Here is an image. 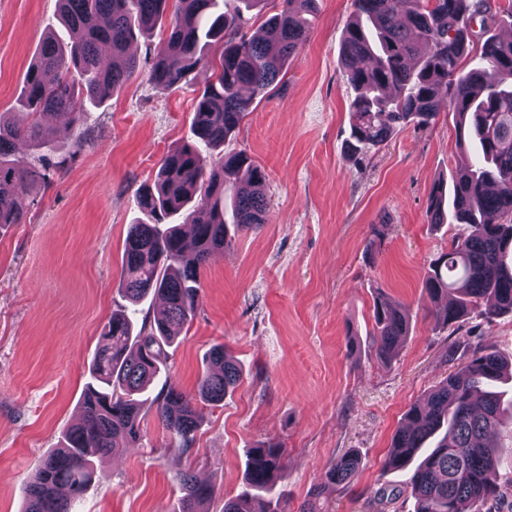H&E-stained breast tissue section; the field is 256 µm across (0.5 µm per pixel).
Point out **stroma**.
<instances>
[{
  "mask_svg": "<svg viewBox=\"0 0 512 512\" xmlns=\"http://www.w3.org/2000/svg\"><path fill=\"white\" fill-rule=\"evenodd\" d=\"M353 12V0H317L309 41L224 145L264 170L267 221L204 267L202 303L179 330L169 376L195 390L207 352L222 344L241 365L240 386L200 406L187 452L170 447L148 415L142 441L101 463L78 512H174L187 469L221 496L236 495L248 450L269 440L285 448L290 512L350 448L361 469L349 489L328 494L329 512H413L405 473L382 467L406 412L468 347L512 357V314L489 322L474 312L443 326L422 288L430 260L464 230L427 217L432 184L451 179L460 161L452 113L405 128L363 161L347 149L354 91L341 43ZM51 33L71 39L57 0H0V112L19 111L27 69ZM166 35L160 24L135 39V77L86 106L83 122L62 120L24 223L0 226V512H22L27 482L77 423L104 326L123 303L124 242L145 219L135 194L168 151L192 139L195 97L212 71L198 68L180 89L156 86L148 71ZM380 224L383 235L373 237ZM379 293L411 320L387 365L370 353ZM395 486L398 499L380 500V488Z\"/></svg>",
  "mask_w": 512,
  "mask_h": 512,
  "instance_id": "obj_1",
  "label": "stroma"
}]
</instances>
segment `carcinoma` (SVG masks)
Masks as SVG:
<instances>
[{"label":"carcinoma","mask_w":512,"mask_h":512,"mask_svg":"<svg viewBox=\"0 0 512 512\" xmlns=\"http://www.w3.org/2000/svg\"><path fill=\"white\" fill-rule=\"evenodd\" d=\"M65 28L80 33L70 46L50 35L27 70L24 118L0 113V225L20 224L26 200L45 173L30 168L17 177L13 149L19 141L38 151L54 145L51 122L58 113L71 121L84 102L102 103L138 72L129 54L136 33L169 19L168 35L154 56L151 80L162 88L189 83L204 64L203 49L220 45L214 79L196 96L195 141L170 150L153 184L137 192L138 208L155 221L187 215L192 234L176 225H132L123 253L121 296L132 306L112 314L106 345L93 358L91 382L81 398L82 418L63 434L28 484L24 512H73L94 475L96 461L121 443L142 440L150 409L169 434L170 447L195 443L199 403H218L233 392L242 371L224 345L208 355L196 393L164 383L149 387L167 370L175 328L190 321L200 305L201 268L229 243L230 230L267 223L262 187L265 172L244 152L223 155L207 169L200 147H218L240 126L257 95L267 93L286 62L311 35L317 0H282L264 32L247 35L241 16L264 0H238L233 15L219 0H58ZM354 15L342 41L341 64L355 91L350 101L348 149L358 159L401 129L427 127L444 106L456 119L461 164L451 184L429 192L431 224H463L448 251L431 260L424 281L429 299L448 305L435 310L452 326L479 310L489 321L512 313V39L487 36L475 42L473 25L495 21L490 0H353ZM478 62L462 64L472 54ZM154 296L161 315L144 317L138 306ZM371 348L375 359L392 362L408 336L409 315L378 295L373 305ZM468 361L409 409L383 462L386 471L410 469L406 487L414 512H502L512 504V475L497 478L498 444L493 441L512 399L499 389L508 370L490 346L469 349ZM280 443L268 441L247 454L245 484L224 499L221 512H285L288 494L279 488ZM360 454L349 449L334 460L320 486L299 512H326L325 493L348 488ZM178 512H207L215 488L186 473Z\"/></svg>","instance_id":"1"}]
</instances>
